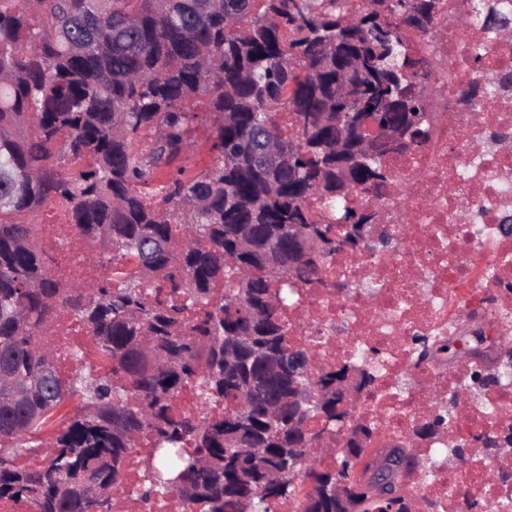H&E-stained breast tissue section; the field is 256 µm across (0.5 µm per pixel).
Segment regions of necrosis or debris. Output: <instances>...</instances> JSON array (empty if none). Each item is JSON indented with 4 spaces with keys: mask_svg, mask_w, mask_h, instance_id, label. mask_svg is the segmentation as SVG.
Returning <instances> with one entry per match:
<instances>
[{
    "mask_svg": "<svg viewBox=\"0 0 512 512\" xmlns=\"http://www.w3.org/2000/svg\"><path fill=\"white\" fill-rule=\"evenodd\" d=\"M463 5L443 0L437 28L407 36L410 49L430 64L431 77L420 86L427 143L385 159L395 190L362 200L372 215L368 248L331 262L345 275V288H297L288 318L300 321L292 336L313 346L319 361L347 357L376 367L381 390L354 409L356 419L376 430L371 457L408 443L429 398L455 397L448 431L413 449L424 465L404 479L409 503L427 498L440 512H468L467 500L479 497L495 512H512V453L492 457L473 444L479 435L512 430V376L477 391L472 366L451 368L438 359L419 366L412 355L413 336L441 341L456 335L465 312H476L487 347L512 331V236L500 230L503 214L512 215V149L498 143L512 138V82L495 80L512 69V38L457 26ZM479 81L489 82L488 91L465 103ZM38 233L51 242L63 279L96 275L84 264V245L70 225L42 224ZM47 341L65 373L72 348L86 343L87 333L63 313ZM373 347L378 356H370ZM458 445L466 456L454 455ZM153 454L148 440L136 444L123 480L112 489V512H189L175 492L142 499L144 468Z\"/></svg>",
    "mask_w": 512,
    "mask_h": 512,
    "instance_id": "4bbe7bcc",
    "label": "necrosis or debris"
}]
</instances>
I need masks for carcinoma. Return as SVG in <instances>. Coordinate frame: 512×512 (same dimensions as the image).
<instances>
[{"instance_id": "obj_1", "label": "carcinoma", "mask_w": 512, "mask_h": 512, "mask_svg": "<svg viewBox=\"0 0 512 512\" xmlns=\"http://www.w3.org/2000/svg\"><path fill=\"white\" fill-rule=\"evenodd\" d=\"M440 0H368L355 25L341 0H0V498L32 512H111L135 439L155 437L145 500L172 491L194 512H340L324 486L349 477L336 413L343 359L308 373L309 345L287 342L292 285L319 279L357 237L354 190L383 196L382 159L426 144L418 91ZM469 22L499 31L512 12L472 0ZM202 101L210 166L188 170ZM372 119L402 143L350 156L339 183L336 123ZM321 201L329 217L310 210ZM52 202L95 245L92 279L65 284L33 225ZM87 330L98 371L65 381L43 336L60 312ZM469 343L414 338L417 363L455 362ZM308 386L306 427L290 397ZM193 387L203 409L175 415ZM78 411L57 423L60 408ZM336 431L334 464L312 458L316 429ZM448 429L432 404L414 437ZM39 432L47 437L36 442ZM191 444L194 452L182 451ZM421 459L391 449L395 486ZM410 512L403 495H363L359 512Z\"/></svg>"}]
</instances>
